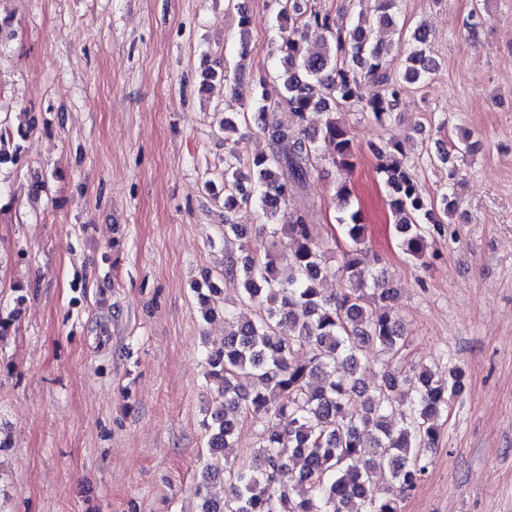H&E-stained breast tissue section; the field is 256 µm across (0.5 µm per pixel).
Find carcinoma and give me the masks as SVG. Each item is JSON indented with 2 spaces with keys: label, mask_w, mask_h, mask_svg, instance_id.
I'll use <instances>...</instances> for the list:
<instances>
[{
  "label": "carcinoma",
  "mask_w": 512,
  "mask_h": 512,
  "mask_svg": "<svg viewBox=\"0 0 512 512\" xmlns=\"http://www.w3.org/2000/svg\"><path fill=\"white\" fill-rule=\"evenodd\" d=\"M399 0H373L344 33L331 16L300 0H280L276 21L281 53L277 79L285 105L260 102L252 117L266 147L224 156V208H260L272 219L292 191L305 187L316 163L329 160L352 170L359 157L351 132L336 112L353 106L383 123L394 117L401 96L438 68L429 55V34L417 26L403 66L388 74L390 45L379 27L397 28ZM321 51L310 53V37ZM384 90L361 103L363 79ZM325 114L318 135L303 129L307 112ZM399 246L426 267L435 257L434 236L455 237L418 184L397 143L376 149ZM18 142L0 139V165L18 164ZM337 222L349 241L338 273L351 287L326 294L320 288L333 258L305 214L288 225L289 252L275 251L280 229L266 225L263 250L229 257L224 274L239 277L241 312L224 318V348L207 357L205 379L224 399V411L208 425V447L231 446L249 423L258 443L225 468L224 501L202 497L201 512H400V502L423 480L427 452L438 447L439 419L460 398L463 371L439 374L411 366L388 371L374 390L361 378L362 352L376 348L397 360L405 342L388 303L394 298L385 273L362 265L367 225L351 208L352 190L336 186ZM288 321V335L280 333ZM373 430L372 439L362 431ZM308 486L294 497L287 487Z\"/></svg>",
  "instance_id": "obj_1"
}]
</instances>
